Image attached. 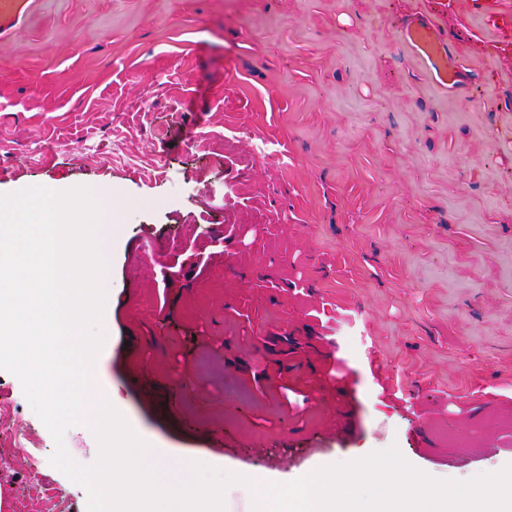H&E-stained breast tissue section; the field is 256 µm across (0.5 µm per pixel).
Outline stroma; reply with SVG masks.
<instances>
[{
    "instance_id": "35a3bbf8",
    "label": "stroma",
    "mask_w": 512,
    "mask_h": 512,
    "mask_svg": "<svg viewBox=\"0 0 512 512\" xmlns=\"http://www.w3.org/2000/svg\"><path fill=\"white\" fill-rule=\"evenodd\" d=\"M420 2L38 0L0 40V193L111 194L95 370L170 481L512 463V55L449 0L441 89ZM0 408L8 512H86L5 370ZM401 36L438 85L444 88L460 85L462 66L449 52L444 33L428 12L420 11L408 19L402 26Z\"/></svg>"
}]
</instances>
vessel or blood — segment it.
Returning <instances> with one entry per match:
<instances>
[{"label": "vessel or blood", "mask_w": 512, "mask_h": 512, "mask_svg": "<svg viewBox=\"0 0 512 512\" xmlns=\"http://www.w3.org/2000/svg\"><path fill=\"white\" fill-rule=\"evenodd\" d=\"M34 4L35 0H0V35L11 34L20 21L31 14ZM471 6L473 11L484 14L495 28L497 48L512 49V12L501 9L497 0H471ZM401 36L438 85L445 88L459 86L462 66L449 52L444 33L428 12H419L408 19Z\"/></svg>", "instance_id": "vessel-or-blood-1"}]
</instances>
